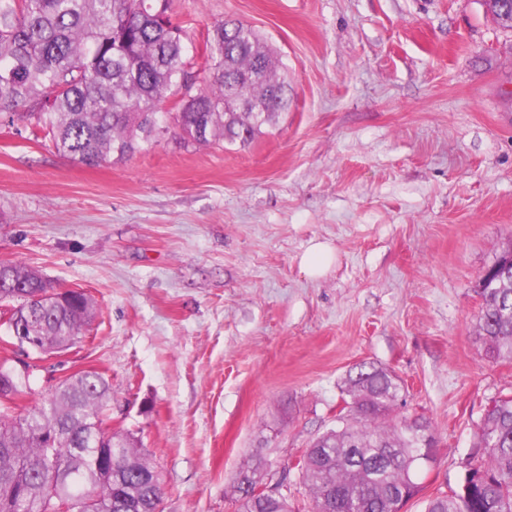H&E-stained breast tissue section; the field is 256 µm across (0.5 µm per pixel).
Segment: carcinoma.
<instances>
[{"mask_svg": "<svg viewBox=\"0 0 512 512\" xmlns=\"http://www.w3.org/2000/svg\"><path fill=\"white\" fill-rule=\"evenodd\" d=\"M170 0H0V122L21 121L70 161L95 166L147 152L161 134L185 143L249 144L288 109V85L254 29L218 20L203 69ZM478 335L490 358L512 361V268L495 261L479 280ZM7 323L47 353L80 341L95 318L85 293L37 270L0 265ZM392 371L349 373L346 414L314 440L298 466L311 512H400L418 490L420 456L434 458L423 418L386 421L402 400ZM103 373L76 371L22 414L0 401V512H162L154 466L129 435L95 429L109 399ZM462 483L425 512H512V395L494 399L476 432ZM268 474L257 457L240 473L238 512H294L288 497L244 489Z\"/></svg>", "mask_w": 512, "mask_h": 512, "instance_id": "cac0c4a2", "label": "carcinoma"}]
</instances>
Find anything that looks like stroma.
<instances>
[{
	"mask_svg": "<svg viewBox=\"0 0 512 512\" xmlns=\"http://www.w3.org/2000/svg\"><path fill=\"white\" fill-rule=\"evenodd\" d=\"M203 43L258 31L288 110L247 146L162 140L97 167L0 124V262L91 296L73 348L43 356L26 411L59 378L108 379L112 429L161 476L163 512H236L254 456L296 512L295 467L336 427L353 367L407 388L392 418L438 450L401 512L457 488L512 361L489 360L475 289L512 244V31L483 0H172ZM334 253L321 277L301 258ZM332 261L331 248L322 243H315L302 257L301 267L309 277L317 278Z\"/></svg>",
	"mask_w": 512,
	"mask_h": 512,
	"instance_id": "1",
	"label": "stroma"
}]
</instances>
